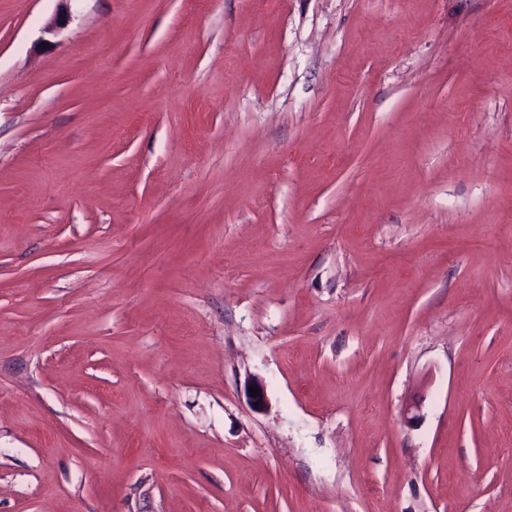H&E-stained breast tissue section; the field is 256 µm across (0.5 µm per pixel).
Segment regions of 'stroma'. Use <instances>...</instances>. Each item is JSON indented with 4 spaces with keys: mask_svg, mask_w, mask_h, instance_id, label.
Returning <instances> with one entry per match:
<instances>
[{
    "mask_svg": "<svg viewBox=\"0 0 512 512\" xmlns=\"http://www.w3.org/2000/svg\"><path fill=\"white\" fill-rule=\"evenodd\" d=\"M69 7L0 0V512H512V0Z\"/></svg>",
    "mask_w": 512,
    "mask_h": 512,
    "instance_id": "1",
    "label": "stroma"
}]
</instances>
